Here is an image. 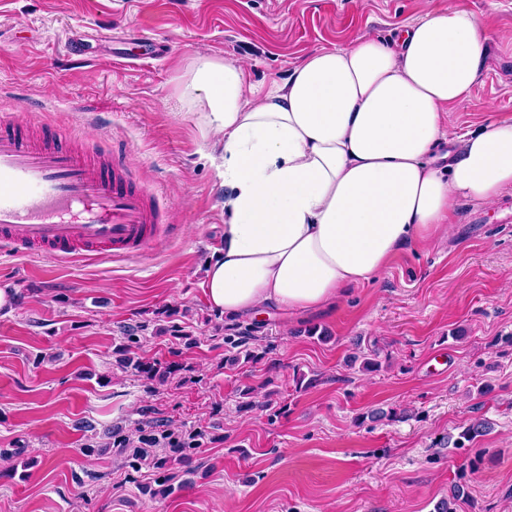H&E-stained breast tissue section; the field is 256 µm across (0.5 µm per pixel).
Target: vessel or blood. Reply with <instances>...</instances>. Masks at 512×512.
Returning <instances> with one entry per match:
<instances>
[{"label":"vessel or blood","mask_w":512,"mask_h":512,"mask_svg":"<svg viewBox=\"0 0 512 512\" xmlns=\"http://www.w3.org/2000/svg\"><path fill=\"white\" fill-rule=\"evenodd\" d=\"M121 153L88 151L0 114V250L56 259L141 255L169 238Z\"/></svg>","instance_id":"b4317fda"}]
</instances>
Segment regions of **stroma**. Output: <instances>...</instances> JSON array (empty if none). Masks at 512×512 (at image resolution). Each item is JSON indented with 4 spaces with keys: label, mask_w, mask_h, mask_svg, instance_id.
<instances>
[{
    "label": "stroma",
    "mask_w": 512,
    "mask_h": 512,
    "mask_svg": "<svg viewBox=\"0 0 512 512\" xmlns=\"http://www.w3.org/2000/svg\"><path fill=\"white\" fill-rule=\"evenodd\" d=\"M451 1L512 31V0H0V100L125 148L173 228L130 258L0 256L16 290L0 315V449L19 451L0 459V512H435L456 482L457 512H512V192L460 203L447 242L404 250L332 310L228 327L203 287L224 188L186 90L195 63L246 62L266 89L309 53L393 37ZM501 117L505 45L448 129ZM120 345L171 375L122 369ZM475 419L491 428L474 449L442 447ZM163 427L200 433L164 498L117 445Z\"/></svg>",
    "instance_id": "obj_1"
}]
</instances>
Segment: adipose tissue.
<instances>
[{
  "label": "adipose tissue",
  "instance_id": "1",
  "mask_svg": "<svg viewBox=\"0 0 512 512\" xmlns=\"http://www.w3.org/2000/svg\"><path fill=\"white\" fill-rule=\"evenodd\" d=\"M493 42L512 33L451 2L396 39L312 52L264 92L243 63L200 60L187 90L224 167L209 308L229 326L336 308L409 246L447 239L460 201L512 192V119L448 132Z\"/></svg>",
  "mask_w": 512,
  "mask_h": 512
}]
</instances>
